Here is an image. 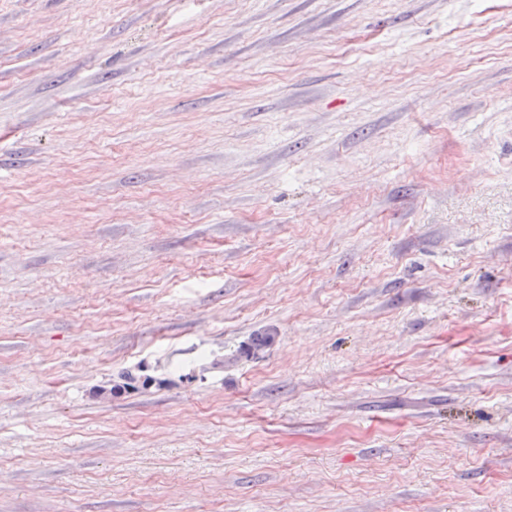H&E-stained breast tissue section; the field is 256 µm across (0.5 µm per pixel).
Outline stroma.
Wrapping results in <instances>:
<instances>
[{
	"mask_svg": "<svg viewBox=\"0 0 512 512\" xmlns=\"http://www.w3.org/2000/svg\"><path fill=\"white\" fill-rule=\"evenodd\" d=\"M0 512H512V0H0Z\"/></svg>",
	"mask_w": 512,
	"mask_h": 512,
	"instance_id": "stroma-1",
	"label": "stroma"
}]
</instances>
